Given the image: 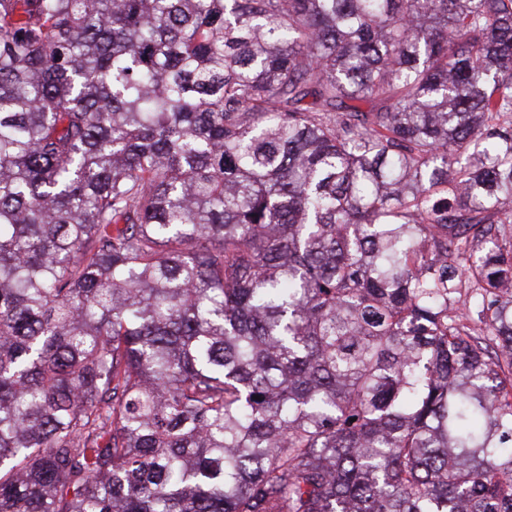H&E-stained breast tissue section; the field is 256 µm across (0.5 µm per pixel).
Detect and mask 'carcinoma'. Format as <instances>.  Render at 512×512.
<instances>
[{
	"label": "carcinoma",
	"mask_w": 512,
	"mask_h": 512,
	"mask_svg": "<svg viewBox=\"0 0 512 512\" xmlns=\"http://www.w3.org/2000/svg\"><path fill=\"white\" fill-rule=\"evenodd\" d=\"M512 0H0V512H512Z\"/></svg>",
	"instance_id": "obj_1"
}]
</instances>
